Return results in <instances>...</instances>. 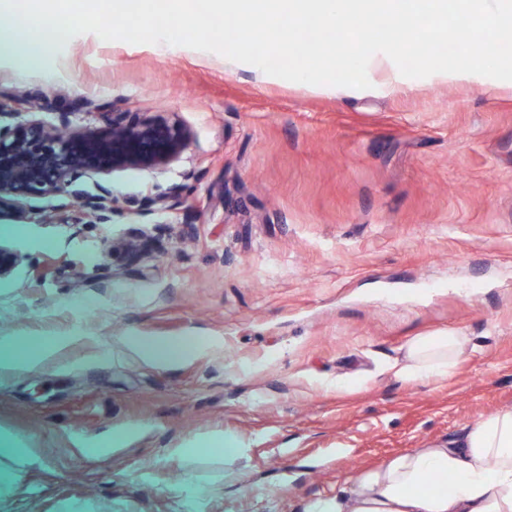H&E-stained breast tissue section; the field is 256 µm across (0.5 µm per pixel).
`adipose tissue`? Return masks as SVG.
Listing matches in <instances>:
<instances>
[{
	"instance_id": "1",
	"label": "adipose tissue",
	"mask_w": 512,
	"mask_h": 512,
	"mask_svg": "<svg viewBox=\"0 0 512 512\" xmlns=\"http://www.w3.org/2000/svg\"><path fill=\"white\" fill-rule=\"evenodd\" d=\"M467 342L453 332L417 338L392 368L406 379L450 374ZM55 348L41 342L19 353L12 338L0 337V380ZM303 512H512V408L466 426L459 440L357 471L346 487L304 501Z\"/></svg>"
}]
</instances>
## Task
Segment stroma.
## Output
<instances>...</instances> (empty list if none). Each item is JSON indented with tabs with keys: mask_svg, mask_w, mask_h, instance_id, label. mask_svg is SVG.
I'll return each mask as SVG.
<instances>
[{
	"mask_svg": "<svg viewBox=\"0 0 512 512\" xmlns=\"http://www.w3.org/2000/svg\"><path fill=\"white\" fill-rule=\"evenodd\" d=\"M367 75L91 33L33 70L0 56L1 95L47 94L73 126L171 112L194 134L169 168L106 176V219L61 196L0 216L21 258L0 337L59 343L0 385V512H302L512 406V81L406 78L381 53ZM134 235L155 249L111 258ZM450 331L470 339L452 376L390 371Z\"/></svg>",
	"mask_w": 512,
	"mask_h": 512,
	"instance_id": "1",
	"label": "stroma"
}]
</instances>
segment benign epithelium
<instances>
[{"instance_id": "obj_1", "label": "benign epithelium", "mask_w": 512, "mask_h": 512, "mask_svg": "<svg viewBox=\"0 0 512 512\" xmlns=\"http://www.w3.org/2000/svg\"><path fill=\"white\" fill-rule=\"evenodd\" d=\"M51 100L43 95L23 96L13 104L0 101V118L12 123L0 126V213L12 210L21 199L66 196L80 207L103 216L112 210V190L97 185V192L77 189L84 178L105 176L114 170H159L175 162L189 147L193 133L164 112L140 113L130 119L123 112L101 116V125L75 127L61 113L57 122L20 119L24 113L50 112ZM184 186L174 184L157 195L154 205L164 210L183 198ZM148 242L132 236L114 242L112 255L136 262ZM19 256L0 248V279L10 277Z\"/></svg>"}]
</instances>
